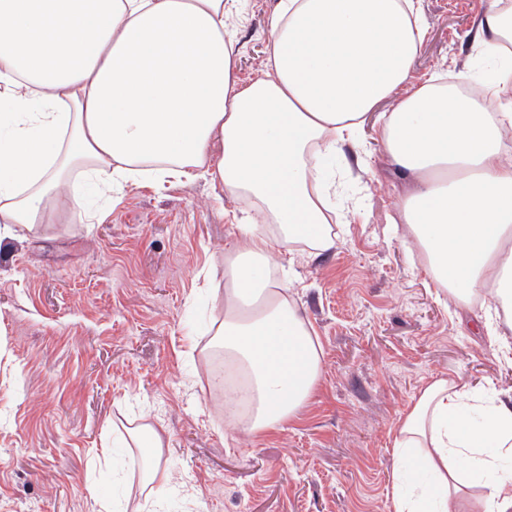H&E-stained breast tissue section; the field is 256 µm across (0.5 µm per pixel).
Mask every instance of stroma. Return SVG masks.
Here are the masks:
<instances>
[{"instance_id": "1", "label": "stroma", "mask_w": 512, "mask_h": 512, "mask_svg": "<svg viewBox=\"0 0 512 512\" xmlns=\"http://www.w3.org/2000/svg\"><path fill=\"white\" fill-rule=\"evenodd\" d=\"M276 0H240L227 26L239 79L260 74ZM426 29L414 77L495 65L477 23L491 0H414ZM385 101L336 159L339 239L295 251L279 275L323 350L297 419L252 435L213 391L234 215L252 209L199 178L128 185L103 221L67 211L0 246V512H392L397 421L431 379L512 391V367L389 231L405 182L380 143ZM161 427L171 485L154 494L128 429Z\"/></svg>"}]
</instances>
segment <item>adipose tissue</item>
Listing matches in <instances>:
<instances>
[{
    "label": "adipose tissue",
    "mask_w": 512,
    "mask_h": 512,
    "mask_svg": "<svg viewBox=\"0 0 512 512\" xmlns=\"http://www.w3.org/2000/svg\"><path fill=\"white\" fill-rule=\"evenodd\" d=\"M235 0H0V222L6 235L49 221L59 206L97 219L73 174L119 194L144 175L156 186L202 177L247 196L224 257V319L213 344L247 379L252 434L299 415L317 387L323 350L287 283L269 277L272 244L332 245L321 166L355 137L381 100L397 102L382 142L409 188L402 231L455 305L482 301L485 337L512 363L498 330L512 312V103L488 111L458 85L413 82L425 35L413 0H276L264 68L233 73L224 20ZM476 39L512 78V0H494ZM278 225L272 240L268 224ZM164 492L165 439L128 432ZM393 512H512V395L438 377L400 417Z\"/></svg>",
    "instance_id": "adipose-tissue-1"
}]
</instances>
